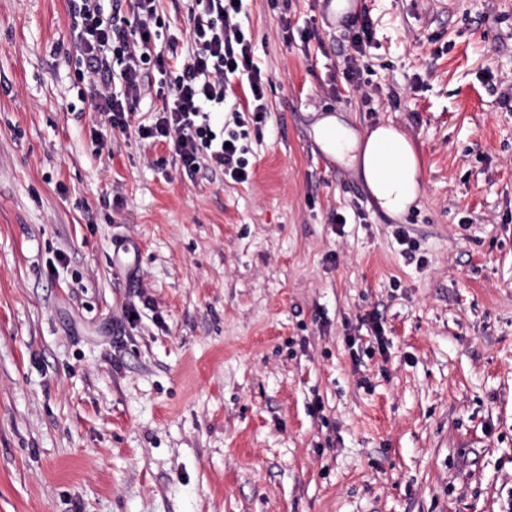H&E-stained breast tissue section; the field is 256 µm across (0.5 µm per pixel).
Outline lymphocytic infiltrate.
<instances>
[{
	"mask_svg": "<svg viewBox=\"0 0 512 512\" xmlns=\"http://www.w3.org/2000/svg\"><path fill=\"white\" fill-rule=\"evenodd\" d=\"M126 11L105 12L102 0H70L69 12L78 34L75 54L90 87L96 111L112 129L126 130L149 88V76L169 65L157 51L156 0H126ZM190 13L191 50L178 63L181 73L163 97L152 124L138 128L141 138L166 143L185 170H195L207 157L225 175L238 178L249 162L241 142L248 136L243 119L234 129L215 131L211 113L224 108L234 82H246L248 110L255 122L265 118V83L255 63L251 37L238 16L243 0H197ZM120 71H113V60Z\"/></svg>",
	"mask_w": 512,
	"mask_h": 512,
	"instance_id": "1",
	"label": "lymphocytic infiltrate"
}]
</instances>
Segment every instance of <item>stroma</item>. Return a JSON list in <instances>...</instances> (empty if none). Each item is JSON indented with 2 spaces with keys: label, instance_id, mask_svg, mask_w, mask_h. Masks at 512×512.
<instances>
[{
  "label": "stroma",
  "instance_id": "1",
  "mask_svg": "<svg viewBox=\"0 0 512 512\" xmlns=\"http://www.w3.org/2000/svg\"><path fill=\"white\" fill-rule=\"evenodd\" d=\"M193 3L157 0V48ZM329 11L243 0L237 183L109 130L68 0H0V512H512V0ZM328 115L411 140L407 214Z\"/></svg>",
  "mask_w": 512,
  "mask_h": 512
}]
</instances>
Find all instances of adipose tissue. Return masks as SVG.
Listing matches in <instances>:
<instances>
[{
  "label": "adipose tissue",
  "mask_w": 512,
  "mask_h": 512,
  "mask_svg": "<svg viewBox=\"0 0 512 512\" xmlns=\"http://www.w3.org/2000/svg\"><path fill=\"white\" fill-rule=\"evenodd\" d=\"M319 134L328 151L357 168L375 203L388 214L406 212L419 197L418 155L393 125H379L360 136L327 117Z\"/></svg>",
  "instance_id": "obj_1"
}]
</instances>
